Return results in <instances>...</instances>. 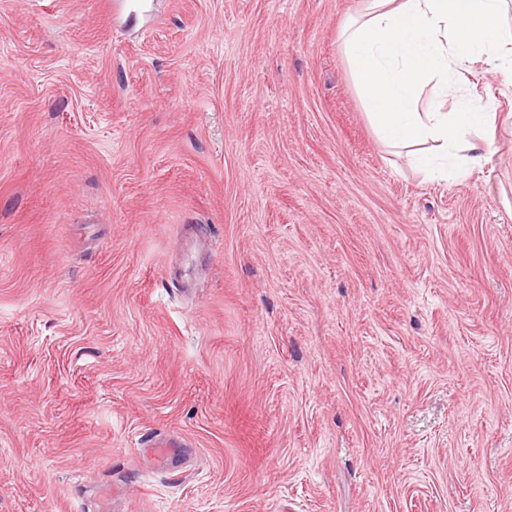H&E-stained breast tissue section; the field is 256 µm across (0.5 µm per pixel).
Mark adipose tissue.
Listing matches in <instances>:
<instances>
[{"mask_svg":"<svg viewBox=\"0 0 512 512\" xmlns=\"http://www.w3.org/2000/svg\"><path fill=\"white\" fill-rule=\"evenodd\" d=\"M512 0H364L363 12L344 29L343 48L381 139L393 146L437 144L447 158L476 165L492 138L468 135L489 128L490 113L448 87L466 61L493 71L512 69V26L503 16ZM435 82V98L419 92Z\"/></svg>","mask_w":512,"mask_h":512,"instance_id":"obj_1","label":"adipose tissue"}]
</instances>
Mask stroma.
<instances>
[{"instance_id":"obj_1","label":"stroma","mask_w":512,"mask_h":512,"mask_svg":"<svg viewBox=\"0 0 512 512\" xmlns=\"http://www.w3.org/2000/svg\"><path fill=\"white\" fill-rule=\"evenodd\" d=\"M154 3L0 0V512H512V76L441 181L362 0Z\"/></svg>"}]
</instances>
